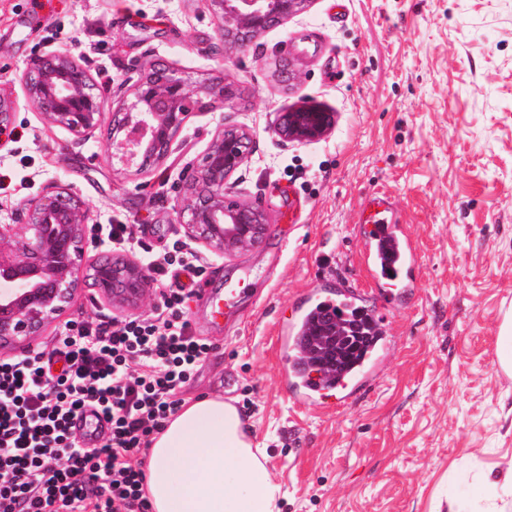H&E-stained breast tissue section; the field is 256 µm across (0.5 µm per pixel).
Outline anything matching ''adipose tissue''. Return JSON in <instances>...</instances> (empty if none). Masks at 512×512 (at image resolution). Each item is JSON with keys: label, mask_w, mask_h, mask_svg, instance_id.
I'll return each instance as SVG.
<instances>
[{"label": "adipose tissue", "mask_w": 512, "mask_h": 512, "mask_svg": "<svg viewBox=\"0 0 512 512\" xmlns=\"http://www.w3.org/2000/svg\"><path fill=\"white\" fill-rule=\"evenodd\" d=\"M149 448L152 512H279L264 451L222 396L185 401Z\"/></svg>", "instance_id": "adipose-tissue-1"}]
</instances>
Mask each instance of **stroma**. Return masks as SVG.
<instances>
[{"label":"stroma","mask_w":512,"mask_h":512,"mask_svg":"<svg viewBox=\"0 0 512 512\" xmlns=\"http://www.w3.org/2000/svg\"><path fill=\"white\" fill-rule=\"evenodd\" d=\"M208 0H0V95L13 134L0 144V224L32 197L67 185L95 224H126L162 259L184 239L174 202L219 124L243 127L253 152L233 177L269 233L221 256L197 247L209 275L186 316L211 351L181 400L222 395L247 420L280 485V512H478L472 483L512 464V375L495 342L512 310V0H310L299 14L223 58ZM67 52L88 67L104 106L131 99L150 65L194 81L228 74L241 98L194 113L178 149L149 172L112 158L107 127L79 140L47 124L21 81L37 55ZM290 53L301 81L279 77ZM334 114L322 140L283 142L278 113ZM389 198L414 240L420 279L380 318L388 356L365 396L299 405L280 388V313L309 291L352 282L370 290L357 226ZM246 274L231 323L209 296L225 271ZM98 289L77 290L34 343L51 351L68 322L116 321Z\"/></svg>","instance_id":"obj_1"}]
</instances>
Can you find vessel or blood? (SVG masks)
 Here are the masks:
<instances>
[{
    "instance_id": "vessel-or-blood-1",
    "label": "vessel or blood",
    "mask_w": 512,
    "mask_h": 512,
    "mask_svg": "<svg viewBox=\"0 0 512 512\" xmlns=\"http://www.w3.org/2000/svg\"><path fill=\"white\" fill-rule=\"evenodd\" d=\"M361 264L373 288L378 311H386L404 300L415 288L418 272L416 248L404 224H401L391 202L384 197L373 198L358 232ZM321 297L313 292L295 304L293 316L279 319L278 346L284 361L281 378L286 392L300 403H340L359 396L371 385V371L352 374L349 383L333 391L306 378L295 355L303 338L300 327L307 314L315 310Z\"/></svg>"
}]
</instances>
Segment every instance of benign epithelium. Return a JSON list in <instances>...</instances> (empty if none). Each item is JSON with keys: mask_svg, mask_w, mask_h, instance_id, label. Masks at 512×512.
I'll return each instance as SVG.
<instances>
[{"mask_svg": "<svg viewBox=\"0 0 512 512\" xmlns=\"http://www.w3.org/2000/svg\"><path fill=\"white\" fill-rule=\"evenodd\" d=\"M311 0H210L219 20L224 55L246 48L261 32L302 12ZM30 101L43 118L85 139L104 121L102 92L89 70L67 52L35 57L22 75ZM239 87L222 75L192 87L167 66L145 72L133 101L112 110L107 149L140 172L165 160L191 114L215 99H236ZM333 113L303 106L279 114L274 132L289 142L326 137ZM252 152L249 133L220 125L199 164L186 175L176 212L186 235L208 250L228 255L265 237L264 212L237 198L231 179ZM90 206L70 188L55 185L30 200L22 223L0 224V350L30 348L46 326L64 313L79 287L91 284L119 311L136 309L151 284L136 261L106 254L83 266Z\"/></svg>", "mask_w": 512, "mask_h": 512, "instance_id": "1", "label": "benign epithelium"}]
</instances>
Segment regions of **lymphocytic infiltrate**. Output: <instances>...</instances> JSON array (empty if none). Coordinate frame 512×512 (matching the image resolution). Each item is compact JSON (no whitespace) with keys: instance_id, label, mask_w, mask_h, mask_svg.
I'll use <instances>...</instances> for the list:
<instances>
[{"instance_id":"lymphocytic-infiltrate-1","label":"lymphocytic infiltrate","mask_w":512,"mask_h":512,"mask_svg":"<svg viewBox=\"0 0 512 512\" xmlns=\"http://www.w3.org/2000/svg\"><path fill=\"white\" fill-rule=\"evenodd\" d=\"M173 265L206 274L195 252L174 242L151 267L164 286L157 316L95 327L74 321L51 352L0 360V512H152L136 459L210 352L191 331L187 292L166 285ZM58 360L65 368L56 375ZM96 411L111 437L80 447L75 422Z\"/></svg>"}]
</instances>
